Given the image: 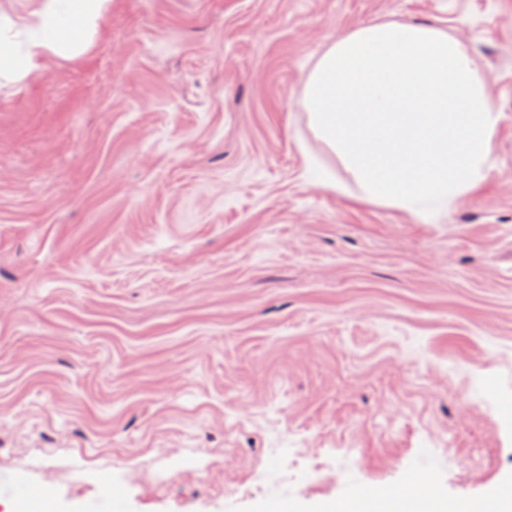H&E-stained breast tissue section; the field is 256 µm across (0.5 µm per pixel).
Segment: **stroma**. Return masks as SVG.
I'll return each mask as SVG.
<instances>
[{"label":"stroma","instance_id":"stroma-1","mask_svg":"<svg viewBox=\"0 0 512 512\" xmlns=\"http://www.w3.org/2000/svg\"><path fill=\"white\" fill-rule=\"evenodd\" d=\"M439 28L502 115L439 217L303 110L337 36ZM512 494V0H112L0 81V512Z\"/></svg>","mask_w":512,"mask_h":512}]
</instances>
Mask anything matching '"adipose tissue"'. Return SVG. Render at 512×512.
Wrapping results in <instances>:
<instances>
[{
    "label": "adipose tissue",
    "instance_id": "adipose-tissue-1",
    "mask_svg": "<svg viewBox=\"0 0 512 512\" xmlns=\"http://www.w3.org/2000/svg\"><path fill=\"white\" fill-rule=\"evenodd\" d=\"M34 23L19 28L0 15V77L17 79L51 58L83 54L112 10V0H37Z\"/></svg>",
    "mask_w": 512,
    "mask_h": 512
}]
</instances>
